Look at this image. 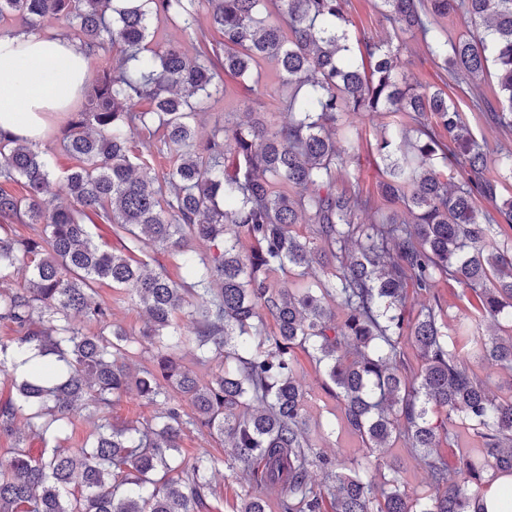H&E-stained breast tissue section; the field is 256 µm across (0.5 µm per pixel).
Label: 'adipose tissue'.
<instances>
[{
	"label": "adipose tissue",
	"mask_w": 512,
	"mask_h": 512,
	"mask_svg": "<svg viewBox=\"0 0 512 512\" xmlns=\"http://www.w3.org/2000/svg\"><path fill=\"white\" fill-rule=\"evenodd\" d=\"M32 61L47 69L66 67L74 94L86 77L87 60L74 44L49 33L0 37V128L41 142L47 136L45 113L64 110L69 101L46 85L28 90L24 67Z\"/></svg>",
	"instance_id": "ef3b65f1"
}]
</instances>
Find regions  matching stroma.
<instances>
[{
    "label": "stroma",
    "instance_id": "obj_1",
    "mask_svg": "<svg viewBox=\"0 0 512 512\" xmlns=\"http://www.w3.org/2000/svg\"><path fill=\"white\" fill-rule=\"evenodd\" d=\"M348 17L352 39L370 37L384 38L390 25L381 16L376 0H349ZM405 59L409 61V70L415 80L424 88L435 89L447 86L448 94L464 112L469 127L477 139L486 140L490 147L512 149V130L486 122L484 115L476 106L478 97L492 100L498 90L494 73L485 74L481 80L462 79L449 83L442 82V70L437 59L428 51L421 38H408ZM225 90L214 95L206 105V114L198 129L200 136H207L211 129L224 120H243L248 112L270 113L272 121H285L287 115L281 111L278 103L266 97L248 93L244 85L236 79L225 78ZM384 117L363 115L355 118L352 138L358 148L359 161L343 174L340 186L348 182L358 181L364 191L373 193L382 178V163L373 154L371 146L379 135ZM95 298L112 306V319L127 332L136 334L144 326V316L129 292L118 290L107 285L97 287ZM298 378L306 395V409L311 424L338 423L341 417L340 404L329 397L324 390L326 377L315 369L310 358L304 352H297ZM181 456L185 461H193L201 449L210 450L219 457L221 464L212 478L213 493L209 501L212 512H235L242 495L246 490V482L241 474L225 462L224 447L220 442L209 437L190 432L184 435L181 442ZM385 462L394 464L396 477L405 491L412 496L424 490V471L421 464L412 457L403 441H396L384 449Z\"/></svg>",
    "mask_w": 512,
    "mask_h": 512
}]
</instances>
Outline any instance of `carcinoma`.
Segmentation results:
<instances>
[{
	"mask_svg": "<svg viewBox=\"0 0 512 512\" xmlns=\"http://www.w3.org/2000/svg\"><path fill=\"white\" fill-rule=\"evenodd\" d=\"M206 2L208 28L198 22L200 0H0V37L38 31L50 18L93 64L85 100L60 131L75 168L58 174L39 143L0 132V220L32 230L0 235V322L15 333L0 342V374L16 391L0 403V438L10 442L0 512H207L220 459L203 450L187 465L177 456L196 430L228 442L248 486L236 512H270L273 500L278 512H321L318 467L333 482L332 512H487V488L512 477V395H493L472 363L512 369V334L449 336L436 289L448 281L470 289L482 320L512 329V244L488 240L490 225H512V195L487 175L495 161L512 178V152L476 140L443 90L420 91L402 49L408 35L428 40L445 80L494 67L497 105L480 102L496 125L512 127V0H379L392 34L358 41L356 53L348 0ZM459 11L473 31L450 40L434 22ZM161 20L188 36L195 55L177 43L153 46ZM267 60L288 120H226L198 141L197 109L223 75L252 79L246 90L263 96L253 74ZM136 101L149 108L133 110ZM348 113L407 118L375 144L386 213L359 185L337 188L355 159V147L336 141ZM136 137L146 149L160 143L176 163L160 177L138 171ZM18 181L22 196L6 190ZM479 199L493 211L479 210ZM89 210L115 225L121 248L95 241ZM302 221L303 238L293 231ZM198 240L216 252H197ZM150 250L177 256L185 278L135 258ZM315 266L323 279L300 285ZM284 270L294 281L272 284ZM23 271L26 287L6 285ZM106 282L137 298L152 368L131 371L130 334L112 323V306L93 300ZM410 287L428 296L412 323ZM184 306L181 331L174 317ZM265 314L276 331L267 332ZM185 345L208 379L183 365ZM297 349L324 367L366 466L331 459L313 441ZM132 386L155 407L145 427L106 415ZM90 401L99 423L71 448L66 431ZM441 412L485 450L482 464L461 462L459 480L437 451L440 438L450 440L433 421ZM397 437L425 467L421 497L395 477L375 485L369 465L383 464L371 457Z\"/></svg>",
	"mask_w": 512,
	"mask_h": 512,
	"instance_id": "cac0c4a2",
	"label": "carcinoma"
}]
</instances>
